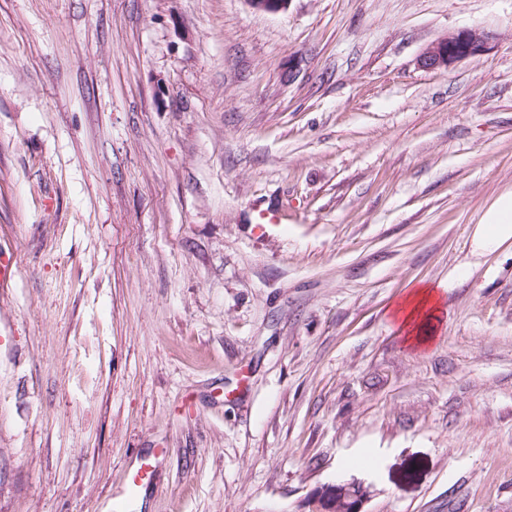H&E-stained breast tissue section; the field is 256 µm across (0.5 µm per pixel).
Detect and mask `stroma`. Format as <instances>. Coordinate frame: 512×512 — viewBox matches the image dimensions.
<instances>
[{
  "label": "stroma",
  "mask_w": 512,
  "mask_h": 512,
  "mask_svg": "<svg viewBox=\"0 0 512 512\" xmlns=\"http://www.w3.org/2000/svg\"><path fill=\"white\" fill-rule=\"evenodd\" d=\"M510 189L512 0H0V512H512ZM489 36L483 30L463 29L433 43L423 53L420 62L424 68L435 70L450 64L484 54L489 47ZM474 238L483 251H494L512 241V189L499 195L485 211L476 225ZM439 303L436 288L428 285L415 286L396 303L393 315L406 336L419 342L421 340L418 334L422 323L438 310ZM152 468L151 460H144L135 470L128 472L123 481V494L129 498L134 496L140 486L150 480L153 472ZM347 490L348 486L343 484L322 487L305 498V507L303 509H307V512H334V507L339 502H348L350 504L346 506L347 510L342 512H362L367 495L358 497L361 493L359 486H353L352 489H349L357 497L347 495Z\"/></svg>",
  "instance_id": "1"
}]
</instances>
